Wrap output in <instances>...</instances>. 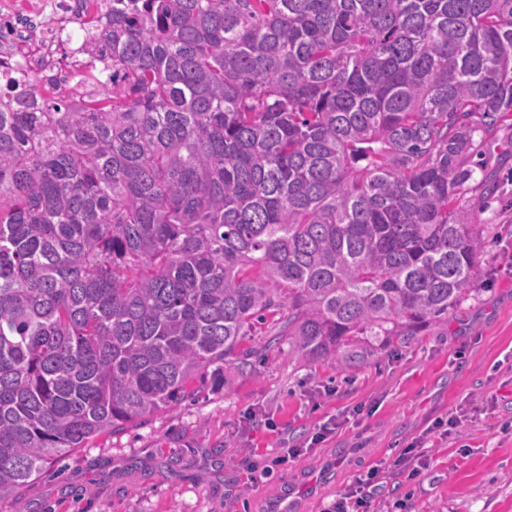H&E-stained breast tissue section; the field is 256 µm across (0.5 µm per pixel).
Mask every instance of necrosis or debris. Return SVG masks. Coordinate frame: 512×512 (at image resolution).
I'll list each match as a JSON object with an SVG mask.
<instances>
[{
  "mask_svg": "<svg viewBox=\"0 0 512 512\" xmlns=\"http://www.w3.org/2000/svg\"><path fill=\"white\" fill-rule=\"evenodd\" d=\"M112 0H0V84L37 81L53 94L79 100L86 83L111 90L112 63L63 46L64 34L91 38Z\"/></svg>",
  "mask_w": 512,
  "mask_h": 512,
  "instance_id": "1",
  "label": "necrosis or debris"
}]
</instances>
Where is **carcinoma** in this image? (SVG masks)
I'll use <instances>...</instances> for the list:
<instances>
[{
  "label": "carcinoma",
  "mask_w": 512,
  "mask_h": 512,
  "mask_svg": "<svg viewBox=\"0 0 512 512\" xmlns=\"http://www.w3.org/2000/svg\"><path fill=\"white\" fill-rule=\"evenodd\" d=\"M92 110L0 92V502L192 395L278 314L354 366L472 291L512 0H112Z\"/></svg>",
  "instance_id": "cac0c4a2"
}]
</instances>
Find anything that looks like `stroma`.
Returning <instances> with one entry per match:
<instances>
[{"mask_svg":"<svg viewBox=\"0 0 512 512\" xmlns=\"http://www.w3.org/2000/svg\"><path fill=\"white\" fill-rule=\"evenodd\" d=\"M474 141L457 204L483 250L446 318L350 368L303 362L272 321L256 324L248 368L225 364L198 398L52 461L0 512H269L287 493L300 512H328L373 467L378 512H512V119ZM455 413L450 436L433 432ZM326 422L335 434L311 444ZM423 434L427 465L410 479L395 461ZM296 445L300 457L271 465Z\"/></svg>","mask_w":512,"mask_h":512,"instance_id":"1","label":"stroma"}]
</instances>
